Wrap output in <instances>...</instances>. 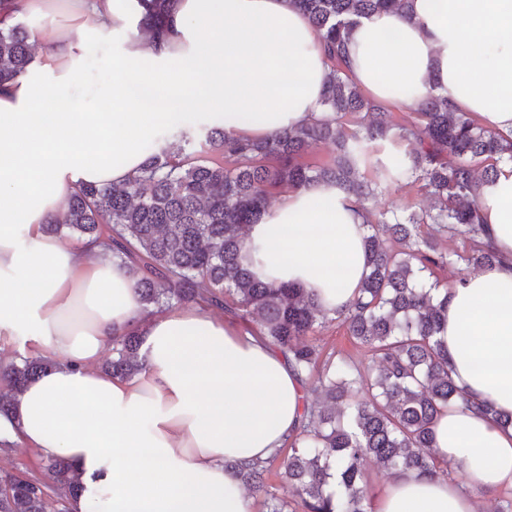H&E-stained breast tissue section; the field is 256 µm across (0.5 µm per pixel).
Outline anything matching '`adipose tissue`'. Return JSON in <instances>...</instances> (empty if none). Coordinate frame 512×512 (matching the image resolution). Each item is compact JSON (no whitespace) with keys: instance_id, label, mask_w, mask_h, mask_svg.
Segmentation results:
<instances>
[{"instance_id":"ef3b65f1","label":"adipose tissue","mask_w":512,"mask_h":512,"mask_svg":"<svg viewBox=\"0 0 512 512\" xmlns=\"http://www.w3.org/2000/svg\"><path fill=\"white\" fill-rule=\"evenodd\" d=\"M79 39L47 28L26 71L0 86V349L55 359L28 382L0 440L66 458L81 490L69 512H249L228 464L267 460L304 425L305 383L262 339L197 304L146 315L129 269L102 243L69 242L46 224L78 184L138 174L161 120L198 112L243 139L324 118L330 68L309 18L288 0H178L167 36L143 38L138 0H70ZM110 43L111 81L82 82L84 45ZM351 80L375 103L431 93L484 127L512 133V0H410L359 19L346 44ZM259 112L241 124L240 112ZM499 259L448 287L435 339L471 399L435 427L433 455L454 474H394L372 512H478L477 495L512 487V163L479 189ZM358 206L326 182L283 191L249 238L255 272L346 310L367 271ZM143 336L145 369L98 370L112 337Z\"/></svg>"}]
</instances>
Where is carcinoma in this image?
<instances>
[{
    "instance_id": "obj_1",
    "label": "carcinoma",
    "mask_w": 512,
    "mask_h": 512,
    "mask_svg": "<svg viewBox=\"0 0 512 512\" xmlns=\"http://www.w3.org/2000/svg\"><path fill=\"white\" fill-rule=\"evenodd\" d=\"M0 0V86L23 73L32 59L27 27L7 26ZM139 31H166L177 0H142ZM320 36L330 73L322 105L329 116L253 141H240L224 125L195 128L185 118L170 124L175 151L153 152L141 173L117 185H80L48 227L79 239L103 240L112 258L134 275L144 309L161 313L175 305L198 304L251 324L249 331L280 351L304 380H315L318 398L304 407L303 430L265 461L238 466L241 483L263 498L266 512H371L364 481L372 460L397 472L437 476L448 463L432 456L440 415L467 401L448 370L434 335L443 302L435 270L454 262L490 266L498 255L482 239L476 192L512 162V137L489 130L448 97L430 94L389 120L346 75L345 40L357 19L375 12H404L408 0H291ZM407 141L402 154H374L373 145ZM324 143L335 148L331 163L312 166L304 155ZM380 184L417 183L431 197L421 212L378 211L370 204ZM328 181L352 198L367 226V273L360 294L345 312L323 311L303 288L265 282L245 263L248 233L268 210L271 191ZM461 240L443 251L437 234ZM340 322L377 363L363 373L335 359L317 343L329 322ZM142 338L136 328L112 339L107 371L131 378L144 370ZM52 366L22 357L0 365V414L16 394ZM370 393V399L361 397ZM336 473H331L332 466ZM284 470L288 497L267 483L275 467ZM62 458L40 476L23 472L0 477V512H46V502L67 512L66 499L80 490Z\"/></svg>"
}]
</instances>
